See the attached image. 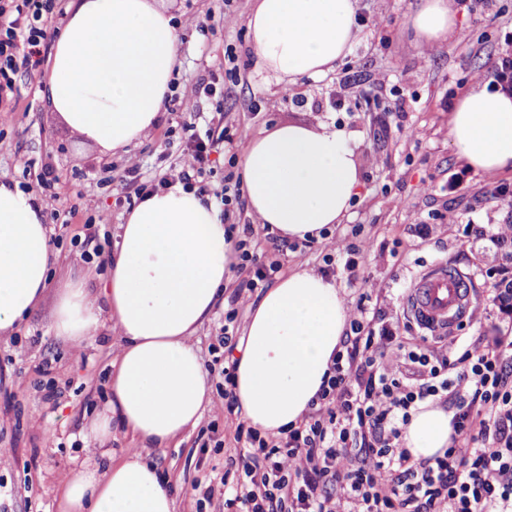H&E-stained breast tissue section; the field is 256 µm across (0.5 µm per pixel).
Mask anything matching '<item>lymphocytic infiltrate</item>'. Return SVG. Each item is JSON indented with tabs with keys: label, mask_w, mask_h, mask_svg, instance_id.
Wrapping results in <instances>:
<instances>
[{
	"label": "lymphocytic infiltrate",
	"mask_w": 512,
	"mask_h": 512,
	"mask_svg": "<svg viewBox=\"0 0 512 512\" xmlns=\"http://www.w3.org/2000/svg\"><path fill=\"white\" fill-rule=\"evenodd\" d=\"M53 0H0V105L14 99L17 76L35 70L48 50ZM180 112L183 149L159 181L137 167L117 179L142 197L182 182L212 192L232 217L244 204L240 180L226 175L209 189L203 176L215 154L242 150L243 130L198 135L194 103L171 96ZM253 225L233 249L244 275L239 291L265 287L280 262L260 251ZM492 297L507 318L492 336L473 341L419 336L414 342L389 325H375L370 308L348 311L350 331L329 376L297 426L273 437L236 414L232 368L218 390L225 424L242 448L232 456L242 482L226 506L239 512H512V278ZM449 405L452 432L441 456L414 458L403 431L420 403Z\"/></svg>",
	"instance_id": "f902f5d3"
}]
</instances>
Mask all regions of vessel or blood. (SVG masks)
<instances>
[{
  "mask_svg": "<svg viewBox=\"0 0 512 512\" xmlns=\"http://www.w3.org/2000/svg\"><path fill=\"white\" fill-rule=\"evenodd\" d=\"M471 306V287L465 275L442 263L424 272L407 297L411 319L432 334L453 332Z\"/></svg>",
  "mask_w": 512,
  "mask_h": 512,
  "instance_id": "obj_1",
  "label": "vessel or blood"
}]
</instances>
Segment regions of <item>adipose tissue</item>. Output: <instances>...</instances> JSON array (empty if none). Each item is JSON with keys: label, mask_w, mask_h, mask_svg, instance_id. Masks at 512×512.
I'll return each mask as SVG.
<instances>
[{"label": "adipose tissue", "mask_w": 512, "mask_h": 512, "mask_svg": "<svg viewBox=\"0 0 512 512\" xmlns=\"http://www.w3.org/2000/svg\"><path fill=\"white\" fill-rule=\"evenodd\" d=\"M163 0H69L48 60L50 104L72 132L113 155L158 124L177 64V34ZM453 0H419L409 26L425 45L453 31ZM261 66L279 78H322L359 36L356 0H255L248 19ZM459 159L496 176L512 172V92L479 81L448 114ZM241 171L251 214L279 238L308 240L341 224L361 183L342 131L288 123L249 136ZM44 207L0 176V337L36 308L56 262ZM214 199L176 182L127 213L100 291L92 272L61 285L52 330L83 347L101 328L120 347L111 360L110 398L85 439L101 445L120 428L134 452L100 469L84 464L62 484L60 512H175L144 448H165L201 421L212 398L195 344L231 283L235 261ZM348 320L335 282L296 268L253 306L236 345L238 407L271 435L297 425L340 350ZM451 417L432 402L413 413L412 455L443 454Z\"/></svg>", "instance_id": "1"}]
</instances>
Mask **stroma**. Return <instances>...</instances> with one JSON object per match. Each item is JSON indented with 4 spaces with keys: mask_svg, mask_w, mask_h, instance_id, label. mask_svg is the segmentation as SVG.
<instances>
[{
    "mask_svg": "<svg viewBox=\"0 0 512 512\" xmlns=\"http://www.w3.org/2000/svg\"><path fill=\"white\" fill-rule=\"evenodd\" d=\"M418 0H357L360 34L345 63L319 80L292 82L268 75L258 65L250 43L247 21L253 0H170L169 10L179 35L176 87L180 96L196 97L199 83L209 74L222 75L224 125L248 133L288 123L323 122L344 128L357 139L362 185L349 217L336 228L347 235L360 227L371 238V250L359 260V279L348 284L341 263L326 264L323 241L301 250L285 249L282 270L306 267L327 273L346 301L357 302L363 293L386 314L387 322L405 323L403 301L408 288L427 269L449 262L469 279L473 305L484 315L483 326L457 328V335H489L490 324L503 315L491 300L493 269L512 272V246H500L484 234V226L512 216L506 199L512 197V173L495 180L469 169L458 159L448 138V113L457 98L500 62L506 42H512V0H458L462 10L456 31L441 39L431 56H424L408 30ZM234 21L225 24L224 11ZM385 21L375 31L370 19ZM471 34L460 42L457 30ZM235 47L237 76L224 74V51ZM386 72L390 87L374 94L372 79ZM45 67L20 74L18 94L0 109V175L36 186V177L51 171L60 194L56 212L48 216L51 242L59 255L41 304L12 336L0 338V506L6 512H58L60 478L85 462L88 451L84 430L104 410L109 392L110 362L118 339L101 330L81 352L52 330L57 282L78 274L84 263L73 239H85L86 220L105 215L110 242H117L118 226L129 209L117 204L127 190L111 182L113 171L138 166L144 179L160 177L182 150L178 113L164 111L158 126L127 153L99 156L62 125L43 95ZM347 88H340L344 77ZM406 97L404 125L419 129L418 139L395 130V116L384 110L392 88ZM344 93L343 108H335L337 93ZM279 99L275 111L251 112V101ZM197 99L198 133H206L215 113L205 98ZM453 210L458 220L444 224L440 213ZM225 305L196 335L203 363L214 365L210 387L223 382L222 370L232 356L219 347L222 332L242 338L248 307H240L233 322H226ZM49 373H40L43 362ZM237 446L234 432L224 426V412L212 405L199 424L166 448H146L142 454L156 463L168 481L175 512H225L224 494L234 491L236 474L227 460ZM214 487L211 504L198 506L200 489Z\"/></svg>",
    "mask_w": 512,
    "mask_h": 512,
    "instance_id": "1",
    "label": "stroma"
}]
</instances>
